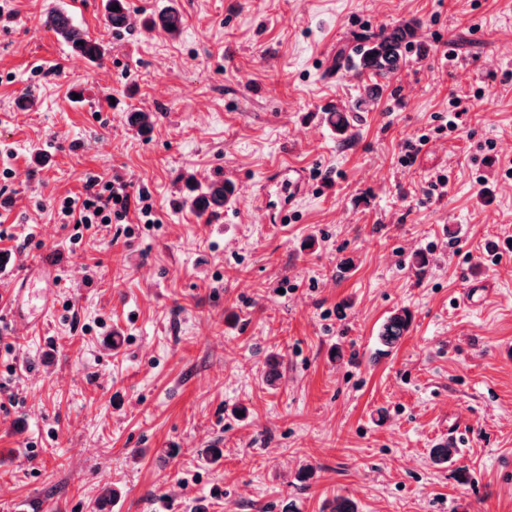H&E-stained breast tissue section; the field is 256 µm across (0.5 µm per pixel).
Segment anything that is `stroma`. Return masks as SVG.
Masks as SVG:
<instances>
[{
  "mask_svg": "<svg viewBox=\"0 0 512 512\" xmlns=\"http://www.w3.org/2000/svg\"><path fill=\"white\" fill-rule=\"evenodd\" d=\"M127 3L115 34L103 0H0V313L53 269L40 332L0 334V512H512V0H177L175 37L144 26L168 0ZM54 6L101 64L42 26ZM407 21L405 66L354 111L337 56ZM290 168L300 196L257 210ZM91 175L132 204L78 232L58 205ZM217 178L232 202L198 215ZM197 191L189 199L191 206L196 212L203 216L212 213L216 209L224 207V204L233 196V184L224 179L212 181L204 188L194 189ZM413 323V315L409 309H401L391 315L381 326L378 333V341L381 354H388L394 347L401 343Z\"/></svg>",
  "mask_w": 512,
  "mask_h": 512,
  "instance_id": "stroma-1",
  "label": "stroma"
}]
</instances>
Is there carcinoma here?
<instances>
[{
	"label": "carcinoma",
	"mask_w": 512,
	"mask_h": 512,
	"mask_svg": "<svg viewBox=\"0 0 512 512\" xmlns=\"http://www.w3.org/2000/svg\"><path fill=\"white\" fill-rule=\"evenodd\" d=\"M104 17L108 29L116 32L126 29L129 25L127 0H106ZM42 24L61 36L72 51L80 54L87 61L98 63L102 60L103 45L82 34L66 12L53 8L43 16ZM146 27L151 31L174 36L182 27V14L172 2L153 16L146 23ZM415 30L416 24L409 22L381 33L368 35L362 41V45L355 50L358 61H352L349 56L341 57L337 67L355 68L360 73H368L376 80L389 82L400 70ZM233 194L234 187L231 182L217 179L206 187L197 189V193L190 197V204L199 215L203 216L224 207ZM412 323L413 315L406 308L391 315L382 324L378 333L379 344L383 347L381 353L387 354L400 344L410 331Z\"/></svg>",
	"instance_id": "cac0c4a2"
}]
</instances>
